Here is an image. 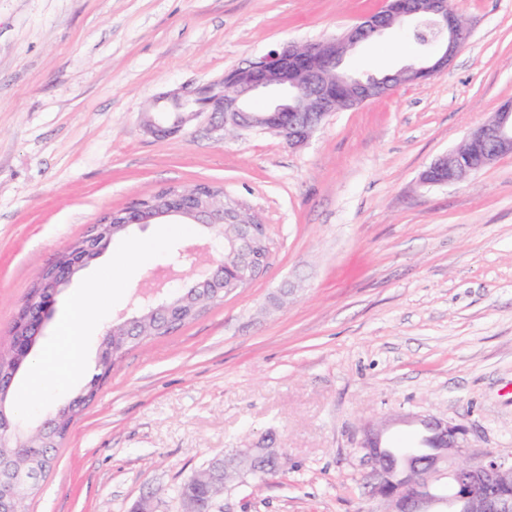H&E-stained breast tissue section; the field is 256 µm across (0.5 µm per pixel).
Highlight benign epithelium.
Listing matches in <instances>:
<instances>
[{
  "label": "benign epithelium",
  "instance_id": "7a95c632",
  "mask_svg": "<svg viewBox=\"0 0 512 512\" xmlns=\"http://www.w3.org/2000/svg\"><path fill=\"white\" fill-rule=\"evenodd\" d=\"M408 26L416 38L433 39L437 49L415 66H403L383 78L361 77L349 72L345 59L350 50L394 27ZM470 30L448 0H384L383 6L361 22L333 38L298 45L283 43L265 55L237 66L216 83L195 89L175 90L158 98L162 106L146 113L144 125L156 136H166L196 119L203 112L221 115L224 125L244 130H261L283 138L290 148L303 146L318 125L334 112L352 109L390 94L395 88L432 78L447 70L458 49L469 39ZM276 93L278 98L263 111L254 112L252 97ZM465 152L454 150L435 159L422 174L430 185L463 181L505 155L512 154V102L503 104L492 118L470 132ZM224 200V188L200 182L191 188L168 187L136 202L135 207L110 211L94 225L89 240H78L56 262L43 268L36 281L40 291L25 300L16 317L26 328L24 335L40 336L52 314L57 296L74 274L97 259L112 237L132 226L159 224L177 218L182 224H203L213 239L234 255L253 233L252 223L241 220L242 212L231 215ZM234 224V236L221 233L223 225ZM210 257L202 263L193 249H177L168 263L167 277L135 294L137 313H157L175 300L178 292L164 293L177 281L179 288H221L234 291L251 284L254 273L238 266L235 278L224 277L212 266ZM17 373L0 370V417L9 420V388ZM430 434L435 451L413 456L405 470L391 459L384 446V428L369 426L358 442L357 452L366 470L372 496L386 499L389 512H431L438 501L437 482L450 475L455 494L447 501L448 512H512V450L471 454L462 428L445 419L428 416L417 419ZM268 457L280 463L279 448H239L224 458L210 461V469L196 474L197 484L209 502L224 494L226 475L236 465H253ZM31 475L18 468L4 481V493L12 512H23L24 488Z\"/></svg>",
  "mask_w": 512,
  "mask_h": 512
}]
</instances>
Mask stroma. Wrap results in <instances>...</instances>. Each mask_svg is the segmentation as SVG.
<instances>
[{
	"label": "stroma",
	"instance_id": "1",
	"mask_svg": "<svg viewBox=\"0 0 512 512\" xmlns=\"http://www.w3.org/2000/svg\"><path fill=\"white\" fill-rule=\"evenodd\" d=\"M472 30L448 69L332 114L302 147L216 130L210 113L167 137L143 116L162 94L220 80L283 42L341 34L382 0H0V349L41 269L106 213L209 181L268 229L248 287L134 347L75 418L26 512H181L179 486L237 448L282 468L214 512H379L355 446L434 415L471 453L512 448V155L448 186L438 156L512 100V0H453ZM420 55L406 28L345 60L380 75ZM206 232L132 228L58 296L34 356L56 375L45 420L96 374L98 345L173 250ZM146 242L148 256L131 252ZM104 305L74 327L81 364L48 356L113 256Z\"/></svg>",
	"mask_w": 512,
	"mask_h": 512
}]
</instances>
